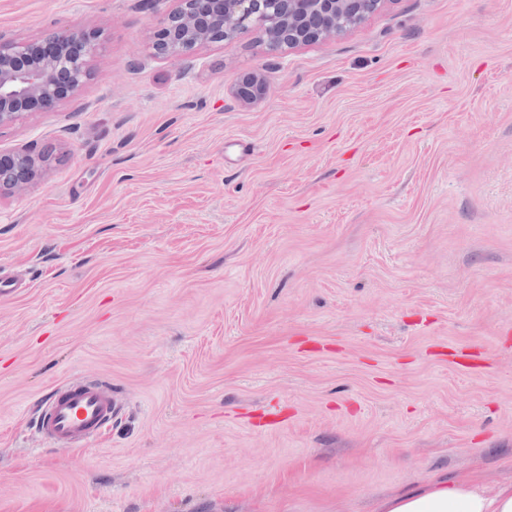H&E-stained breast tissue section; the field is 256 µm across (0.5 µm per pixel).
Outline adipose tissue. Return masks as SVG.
Here are the masks:
<instances>
[{
  "label": "adipose tissue",
  "mask_w": 512,
  "mask_h": 512,
  "mask_svg": "<svg viewBox=\"0 0 512 512\" xmlns=\"http://www.w3.org/2000/svg\"><path fill=\"white\" fill-rule=\"evenodd\" d=\"M377 512H512V481L491 484L475 473L436 478L382 499Z\"/></svg>",
  "instance_id": "ef3b65f1"
}]
</instances>
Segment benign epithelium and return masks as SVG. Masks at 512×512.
<instances>
[{
    "mask_svg": "<svg viewBox=\"0 0 512 512\" xmlns=\"http://www.w3.org/2000/svg\"><path fill=\"white\" fill-rule=\"evenodd\" d=\"M148 42L150 53L178 60L215 43L259 31L267 50L280 52L333 40L389 0H175ZM102 33L60 29L37 42L0 38V128L31 112H49L75 98L95 74ZM268 78L253 72L234 80L242 104L264 98ZM46 159L27 150L0 153V195L25 189Z\"/></svg>",
    "mask_w": 512,
    "mask_h": 512,
    "instance_id": "1",
    "label": "benign epithelium"
}]
</instances>
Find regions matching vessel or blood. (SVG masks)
Here are the masks:
<instances>
[{"mask_svg":"<svg viewBox=\"0 0 512 512\" xmlns=\"http://www.w3.org/2000/svg\"><path fill=\"white\" fill-rule=\"evenodd\" d=\"M123 411L106 383L75 379L57 385L38 405L35 426L56 448H78L106 428Z\"/></svg>","mask_w":512,"mask_h":512,"instance_id":"b4317fda","label":"vessel or blood"}]
</instances>
